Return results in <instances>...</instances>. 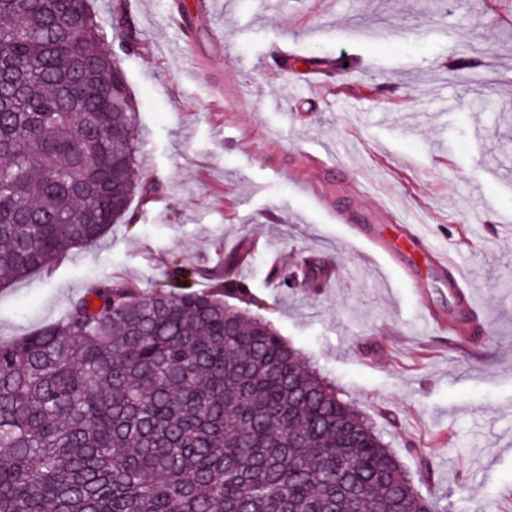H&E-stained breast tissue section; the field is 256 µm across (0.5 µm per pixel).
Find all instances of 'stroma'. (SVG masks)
<instances>
[{
	"mask_svg": "<svg viewBox=\"0 0 512 512\" xmlns=\"http://www.w3.org/2000/svg\"><path fill=\"white\" fill-rule=\"evenodd\" d=\"M132 0L135 51L112 0H90L136 104L141 191L98 243L0 286V339L62 318L99 282L141 291L173 259L218 266L241 242L254 312L310 358L448 512H512V0ZM190 31L209 66L175 53ZM474 40L480 65L462 66ZM318 55L326 66L307 64ZM339 58L353 62L339 71ZM400 237L399 264L349 227ZM483 327L475 353L432 314ZM328 260V281L282 292L272 266ZM112 24L115 29H120L125 34V40H122L120 47L127 50V45H132L133 50L137 45L135 32L129 28L130 15L127 13V5L124 0H120L113 5Z\"/></svg>",
	"mask_w": 512,
	"mask_h": 512,
	"instance_id": "35a3bbf8",
	"label": "stroma"
}]
</instances>
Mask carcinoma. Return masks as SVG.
<instances>
[{
  "label": "carcinoma",
  "instance_id": "obj_1",
  "mask_svg": "<svg viewBox=\"0 0 512 512\" xmlns=\"http://www.w3.org/2000/svg\"><path fill=\"white\" fill-rule=\"evenodd\" d=\"M121 48L137 45L125 0ZM88 0H0V280L106 235L138 189L134 105ZM239 258L224 254L228 292ZM173 264L0 341V512H439L259 316Z\"/></svg>",
  "mask_w": 512,
  "mask_h": 512
}]
</instances>
